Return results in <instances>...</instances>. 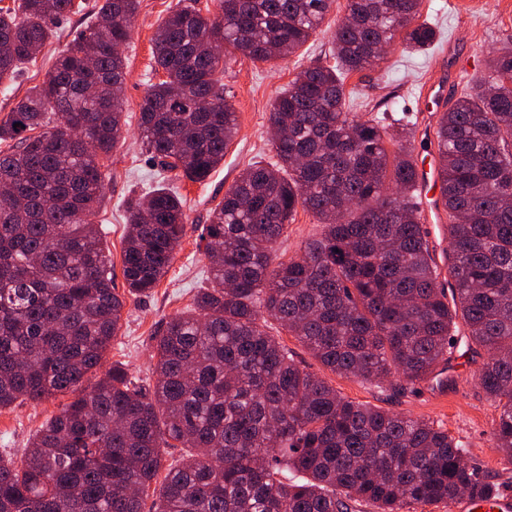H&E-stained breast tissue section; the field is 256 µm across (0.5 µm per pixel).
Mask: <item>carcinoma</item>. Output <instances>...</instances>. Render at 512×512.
Returning a JSON list of instances; mask_svg holds the SVG:
<instances>
[{
  "instance_id": "1",
  "label": "carcinoma",
  "mask_w": 512,
  "mask_h": 512,
  "mask_svg": "<svg viewBox=\"0 0 512 512\" xmlns=\"http://www.w3.org/2000/svg\"><path fill=\"white\" fill-rule=\"evenodd\" d=\"M335 0H219L208 16L178 3L159 24L141 104V142L166 170L206 180L237 133L216 78L224 58H283ZM139 0H102L44 79L0 119V409L72 392L17 468L0 457V512H143L163 449L156 512H407L489 498L498 485L441 426L350 401L297 362L273 320L331 371L401 394L450 359L459 326L484 352L477 373L499 408L495 446L512 457V41L494 84L459 97L435 127L448 213L445 285L413 202L412 129L345 111L346 76L399 38L429 48L422 0H347L332 65L300 70L270 106L276 161L250 164L201 239L207 286L155 337L153 386L121 363L88 391L117 336L124 300L99 225L98 159L123 137L125 80L112 47ZM75 0L0 8V83L33 62ZM224 41V52L213 43ZM322 231L275 262L297 208ZM187 217L158 187L128 203V293L168 274ZM185 453L184 448H165L164 449V467L160 470L158 478L156 482H153L150 490L148 491V495L145 496V502H144V512H153L155 509V502L157 500L156 494H153L152 491L154 487H159V484L163 480L165 474H166V468L167 466L173 461L178 460L180 456Z\"/></svg>"
}]
</instances>
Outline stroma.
<instances>
[{
  "label": "stroma",
  "instance_id": "35a3bbf8",
  "mask_svg": "<svg viewBox=\"0 0 512 512\" xmlns=\"http://www.w3.org/2000/svg\"><path fill=\"white\" fill-rule=\"evenodd\" d=\"M81 2L78 12L59 22L54 36L24 74L15 82L0 83V118L42 81L61 50L93 19L101 4V0ZM177 2L140 0L124 46L127 78L121 97L127 120L125 137L101 161L106 189L96 217L113 269L118 273L116 291L125 298L120 328L103 365L108 368L116 362L125 364L131 376L145 386L153 382L152 346L161 324L190 309L198 288L206 284L209 263L200 239L203 225L249 163L273 161L270 104L303 67L331 63V36L346 7V0H335L316 33L286 59L256 62L240 54L227 59L219 79L234 107L238 134L227 147L223 163L205 181L193 182L174 174L164 180L186 200L188 221L184 236L168 275L154 292L131 296L119 276L127 233L125 204L131 196L163 181L155 161L140 148V107L149 84L156 29ZM421 18L437 32L433 47L418 52L397 43L375 64L348 74L344 81L348 111L371 113L386 124L398 119L416 132L433 129L437 116L430 113L421 98L423 87L442 80L446 94L436 104L441 109L449 107L477 81L488 77L493 52L512 40V0H422ZM279 338L302 365L347 399L442 425L464 444L473 462L498 484L500 492L512 494V460L495 447L490 437L498 411L476 379L482 358H468L466 371L449 376L443 392L429 391L422 382L396 394L332 373L287 332H280ZM71 399V394L66 393L38 404L22 402L1 410L0 455L14 466H21L30 438Z\"/></svg>",
  "mask_w": 512,
  "mask_h": 512
}]
</instances>
